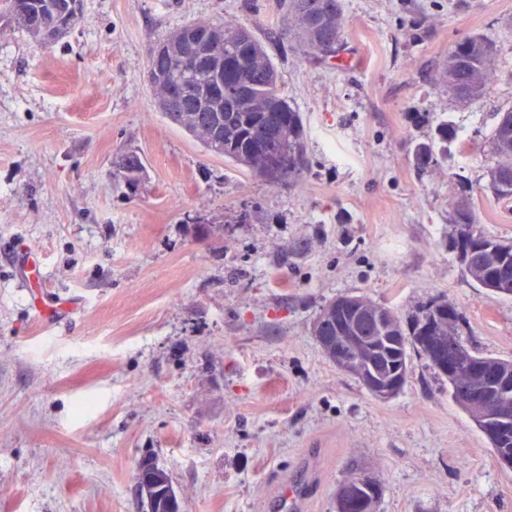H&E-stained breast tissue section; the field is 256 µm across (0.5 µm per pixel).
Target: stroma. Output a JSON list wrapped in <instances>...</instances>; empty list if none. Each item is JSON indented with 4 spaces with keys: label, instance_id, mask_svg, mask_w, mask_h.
Instances as JSON below:
<instances>
[{
    "label": "stroma",
    "instance_id": "obj_1",
    "mask_svg": "<svg viewBox=\"0 0 512 512\" xmlns=\"http://www.w3.org/2000/svg\"><path fill=\"white\" fill-rule=\"evenodd\" d=\"M342 5L325 61L290 47L279 0H82L49 45L0 15V512H142L146 457L182 512H268L313 449L307 512L360 472L378 512H512V471L421 353L381 400L312 334L341 295L404 322L445 301L467 349L512 360V297L463 272L448 207L470 186L478 231L512 239L487 143L512 108V0ZM193 20L270 43L306 129L300 181L269 185L156 108L147 59ZM473 35L501 78L463 104L436 74ZM443 120L466 147L418 170ZM437 143L434 139L421 141L413 148L414 165L418 170H426L437 162Z\"/></svg>",
    "mask_w": 512,
    "mask_h": 512
}]
</instances>
